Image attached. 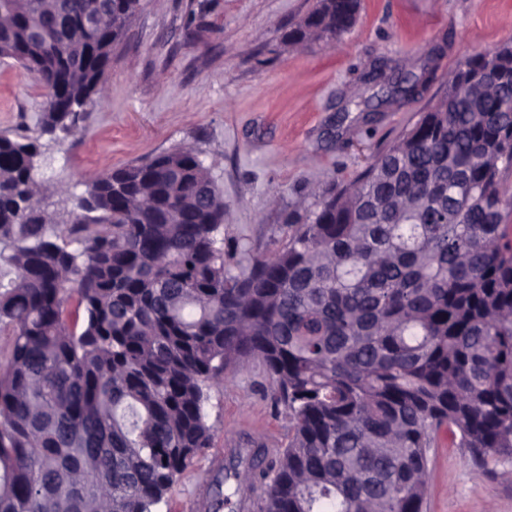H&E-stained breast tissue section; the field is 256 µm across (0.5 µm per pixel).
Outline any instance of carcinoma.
Returning a JSON list of instances; mask_svg holds the SVG:
<instances>
[{
    "instance_id": "carcinoma-1",
    "label": "carcinoma",
    "mask_w": 512,
    "mask_h": 512,
    "mask_svg": "<svg viewBox=\"0 0 512 512\" xmlns=\"http://www.w3.org/2000/svg\"><path fill=\"white\" fill-rule=\"evenodd\" d=\"M138 6L0 0V57L45 90L40 132L76 125ZM359 10L316 0L284 41L337 40ZM379 71L380 101L418 89ZM37 154L0 136V512H155L211 443L203 388L247 359L290 422L261 512H423L443 428L479 462L512 460L511 42L458 62L245 270L224 259V197L193 148L91 179L74 250L41 205Z\"/></svg>"
}]
</instances>
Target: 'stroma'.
Here are the masks:
<instances>
[{"instance_id": "stroma-1", "label": "stroma", "mask_w": 512, "mask_h": 512, "mask_svg": "<svg viewBox=\"0 0 512 512\" xmlns=\"http://www.w3.org/2000/svg\"><path fill=\"white\" fill-rule=\"evenodd\" d=\"M315 0H140L112 49L102 98L75 129L41 135L45 202L74 208L90 178L178 146L195 149L224 195V256L240 267L288 241L295 204L352 180L440 93L465 56L512 39V0H362L341 40L285 42ZM412 67L417 94L347 110L385 60ZM34 75L0 58V135L36 129ZM205 404L212 444L157 512H211L228 448L288 443L289 421L259 361L227 370ZM426 512H512V460L475 462L440 434L429 451Z\"/></svg>"}]
</instances>
